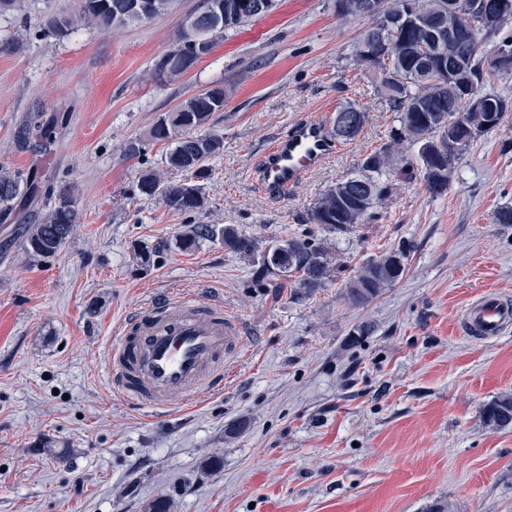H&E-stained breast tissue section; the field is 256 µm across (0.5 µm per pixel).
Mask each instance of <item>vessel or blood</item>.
I'll use <instances>...</instances> for the list:
<instances>
[{
	"label": "vessel or blood",
	"instance_id": "b4317fda",
	"mask_svg": "<svg viewBox=\"0 0 512 512\" xmlns=\"http://www.w3.org/2000/svg\"><path fill=\"white\" fill-rule=\"evenodd\" d=\"M334 144L325 126L306 121L289 128L269 148L262 181L273 192L299 181L319 166ZM512 327V298L485 292L464 311L460 328L477 339L500 336ZM243 326L224 305L200 309L193 294L162 298L139 309L120 325L114 340L108 381L115 394L163 413L175 399L198 402L224 385V366L238 352Z\"/></svg>",
	"mask_w": 512,
	"mask_h": 512
}]
</instances>
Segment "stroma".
Masks as SVG:
<instances>
[{
    "instance_id": "1",
    "label": "stroma",
    "mask_w": 512,
    "mask_h": 512,
    "mask_svg": "<svg viewBox=\"0 0 512 512\" xmlns=\"http://www.w3.org/2000/svg\"><path fill=\"white\" fill-rule=\"evenodd\" d=\"M199 3L119 33L49 39L42 26L76 0L0 12V40L26 44L0 51V165L35 186L0 219V512H149L161 498L171 512H512V429L479 417L512 393V330L492 340L459 330L483 292L512 296V224L496 220L512 206V112L461 157L442 195L401 177L374 220L325 232L308 209L397 124L372 69L352 57L367 20L342 18L336 0H280L187 74L154 81ZM216 85L224 109L209 129L224 150L208 162L205 210L134 197L163 150L129 158L123 144ZM351 102L368 113L361 134L286 195H267L257 169L270 143ZM62 183L81 212L70 243L27 255ZM188 224H233L263 247L306 235L327 243L336 273L311 295L260 282L256 257L219 238L178 248ZM408 243L402 278L350 303L345 284L362 264ZM186 291L202 306L223 300L244 340L222 393L157 416L113 394V333Z\"/></svg>"
}]
</instances>
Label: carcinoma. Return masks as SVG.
Masks as SVG:
<instances>
[{
  "mask_svg": "<svg viewBox=\"0 0 512 512\" xmlns=\"http://www.w3.org/2000/svg\"><path fill=\"white\" fill-rule=\"evenodd\" d=\"M404 0H380L383 12L376 19L355 7L341 12L344 17L368 18L369 26L353 48V56L374 55L375 93L398 113L399 127L390 131V140L357 162L354 170L323 190L309 209L308 221L332 234L346 233L374 218L391 188L385 177L404 175L417 165L425 189L441 195L452 181L456 165L464 152L450 153V145L466 140L465 148L481 135L499 127L512 101L484 90L487 77L502 69H512V35H504L512 26V10L499 12L485 20L471 13L477 0H412L414 21L399 23ZM235 0H221L225 30H233L255 20L240 12L232 13ZM127 0H78L74 13L50 20L44 32L53 36L78 26L120 31L145 19L130 13ZM179 55L175 62L156 60L153 75L168 82L193 68L198 62L190 41L179 28L174 45L168 49ZM454 58L453 75L440 80V63ZM347 108L359 113V123L351 135H332L350 141L368 121V113L356 104ZM224 110V88H210L206 96L192 95L174 109L163 113L152 124L147 140H129L124 145L128 157H138L146 142L165 144L161 165L144 169L134 194L158 201L175 213H199L207 204L202 181L207 177L206 162L224 149V137L203 132L212 115ZM30 190L28 182L0 167V217H8L18 200ZM79 221L76 198L68 185H60L53 204L41 223L27 235L24 250L30 255L51 256L60 252L72 237ZM219 235L224 248L250 255L256 241L226 224L220 230L197 224L182 234L178 246L190 248L203 236ZM406 249L385 253L368 260L345 286V296L356 305L374 299L405 272ZM336 259L329 247L301 237L280 238L265 247L261 262L254 270L260 281L294 279L305 294H313L333 276ZM483 423L496 430L512 428V393L502 394L481 410Z\"/></svg>",
  "mask_w": 512,
  "mask_h": 512,
  "instance_id": "obj_1",
  "label": "carcinoma"
}]
</instances>
